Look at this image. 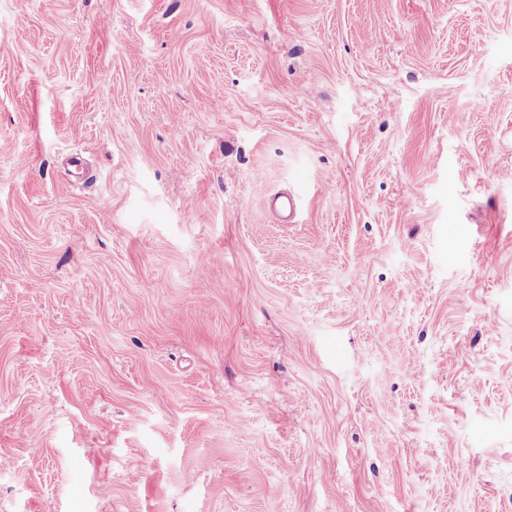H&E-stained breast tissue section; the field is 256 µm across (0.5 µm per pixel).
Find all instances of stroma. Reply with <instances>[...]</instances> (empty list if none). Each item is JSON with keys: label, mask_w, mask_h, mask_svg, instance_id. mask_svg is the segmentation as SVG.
<instances>
[{"label": "stroma", "mask_w": 512, "mask_h": 512, "mask_svg": "<svg viewBox=\"0 0 512 512\" xmlns=\"http://www.w3.org/2000/svg\"><path fill=\"white\" fill-rule=\"evenodd\" d=\"M0 512H512V0H0Z\"/></svg>", "instance_id": "obj_1"}]
</instances>
